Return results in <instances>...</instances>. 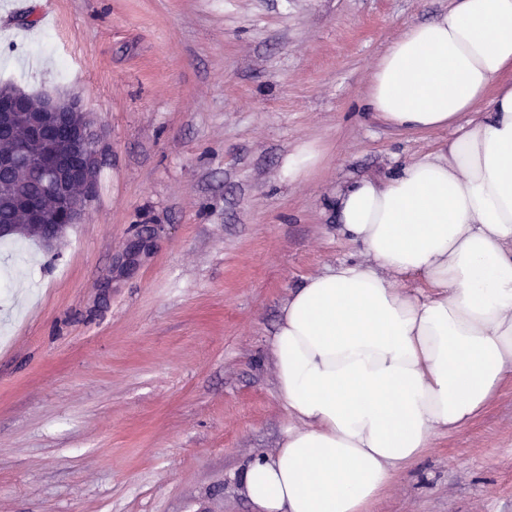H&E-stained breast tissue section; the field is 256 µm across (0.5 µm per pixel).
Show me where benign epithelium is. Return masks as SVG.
I'll use <instances>...</instances> for the list:
<instances>
[{"label": "benign epithelium", "mask_w": 512, "mask_h": 512, "mask_svg": "<svg viewBox=\"0 0 512 512\" xmlns=\"http://www.w3.org/2000/svg\"><path fill=\"white\" fill-rule=\"evenodd\" d=\"M42 109L50 116L46 124L31 127V139L43 144L39 153L31 152L27 145L18 144L9 153L0 154V171L4 169L18 170L39 168L44 173L40 187L42 198L52 197L57 202L62 224L81 223L90 207L98 170V134L88 113L83 112L82 121L76 125L71 123L70 113L82 112L81 101L71 99V105L64 108L51 94L41 98ZM25 107V101L17 97L9 103L0 102V123L8 124L15 113ZM66 127L69 137L59 145L46 136L52 127ZM80 185L86 193L75 195L71 186ZM16 208L22 211L31 224H42L46 220L43 206L36 200L20 195L15 200ZM155 236L152 225H140L135 228L128 241L125 252L117 259L116 266L123 270H131L139 263L149 249Z\"/></svg>", "instance_id": "1"}]
</instances>
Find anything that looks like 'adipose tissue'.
I'll list each match as a JSON object with an SVG mask.
<instances>
[{
    "mask_svg": "<svg viewBox=\"0 0 512 512\" xmlns=\"http://www.w3.org/2000/svg\"><path fill=\"white\" fill-rule=\"evenodd\" d=\"M511 69L512 0H452L375 65L373 112L454 135L337 190L367 259L310 277L282 309L270 347L294 423L244 471L258 512H369L512 382Z\"/></svg>",
    "mask_w": 512,
    "mask_h": 512,
    "instance_id": "obj_1",
    "label": "adipose tissue"
}]
</instances>
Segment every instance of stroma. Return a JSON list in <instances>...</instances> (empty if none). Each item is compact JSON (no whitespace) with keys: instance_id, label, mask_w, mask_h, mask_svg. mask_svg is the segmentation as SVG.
<instances>
[{"instance_id":"35a3bbf8","label":"stroma","mask_w":512,"mask_h":512,"mask_svg":"<svg viewBox=\"0 0 512 512\" xmlns=\"http://www.w3.org/2000/svg\"><path fill=\"white\" fill-rule=\"evenodd\" d=\"M451 0H0V83L79 96L96 194L61 243L0 241V512H254L290 422L269 342L310 276L364 260L338 188L452 132L371 111L372 70ZM306 147L319 161L297 176ZM156 226L130 272L115 261ZM372 512H512V383Z\"/></svg>"}]
</instances>
